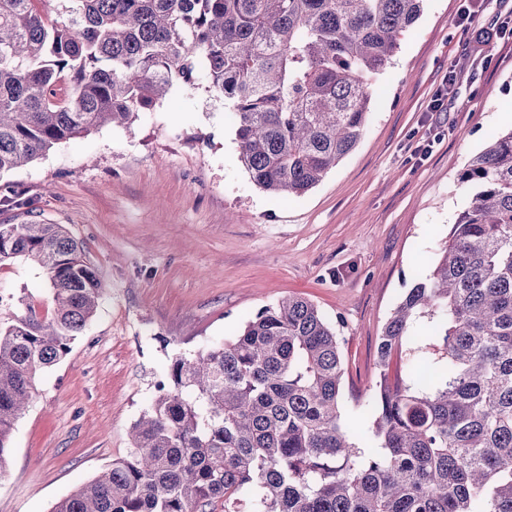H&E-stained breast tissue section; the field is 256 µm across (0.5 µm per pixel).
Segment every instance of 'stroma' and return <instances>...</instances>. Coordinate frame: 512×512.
I'll return each mask as SVG.
<instances>
[{"label":"stroma","instance_id":"obj_1","mask_svg":"<svg viewBox=\"0 0 512 512\" xmlns=\"http://www.w3.org/2000/svg\"><path fill=\"white\" fill-rule=\"evenodd\" d=\"M370 91L362 139L299 197L251 183L233 105L202 73L127 125L0 175V224L65 225L104 284L90 325L35 380L0 466V512H52L126 455L175 355L289 296L337 327L341 409L356 423L383 324L472 198L459 172L512 128V0H427ZM0 295L4 322L29 303L52 310L46 276L21 258L0 264Z\"/></svg>","mask_w":512,"mask_h":512}]
</instances>
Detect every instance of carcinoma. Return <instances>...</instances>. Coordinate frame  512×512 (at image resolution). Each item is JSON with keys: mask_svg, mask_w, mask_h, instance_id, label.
<instances>
[{"mask_svg": "<svg viewBox=\"0 0 512 512\" xmlns=\"http://www.w3.org/2000/svg\"><path fill=\"white\" fill-rule=\"evenodd\" d=\"M0 0V174L125 124L204 71L231 100L239 158L301 195L356 146L370 85L424 0ZM458 181L472 199L392 309L352 429L336 327L309 301L172 358L131 448L52 512H512V129ZM34 262L53 313L0 322V466L36 375L103 291L62 224H0V263Z\"/></svg>", "mask_w": 512, "mask_h": 512, "instance_id": "cac0c4a2", "label": "carcinoma"}]
</instances>
